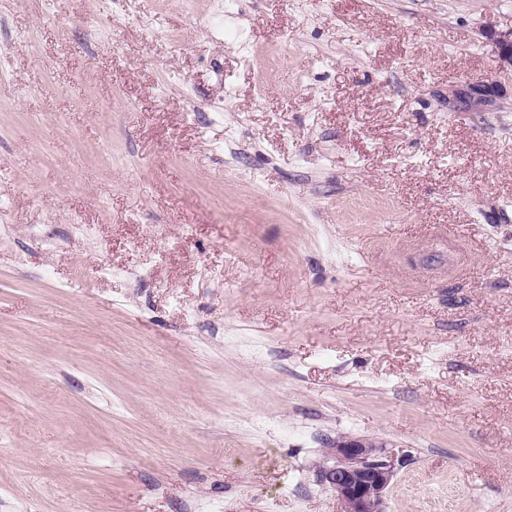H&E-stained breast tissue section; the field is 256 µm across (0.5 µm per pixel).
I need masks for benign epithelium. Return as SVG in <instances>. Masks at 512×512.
Here are the masks:
<instances>
[{
	"instance_id": "benign-epithelium-1",
	"label": "benign epithelium",
	"mask_w": 512,
	"mask_h": 512,
	"mask_svg": "<svg viewBox=\"0 0 512 512\" xmlns=\"http://www.w3.org/2000/svg\"><path fill=\"white\" fill-rule=\"evenodd\" d=\"M500 69L512 71V30H491ZM320 482L330 488L339 512H384L386 491L395 475V463L383 456L381 446L364 438L342 436L331 444L330 458L317 466Z\"/></svg>"
}]
</instances>
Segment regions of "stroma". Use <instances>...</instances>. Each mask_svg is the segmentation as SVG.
<instances>
[{"instance_id":"obj_1","label":"stroma","mask_w":512,"mask_h":512,"mask_svg":"<svg viewBox=\"0 0 512 512\" xmlns=\"http://www.w3.org/2000/svg\"><path fill=\"white\" fill-rule=\"evenodd\" d=\"M512 0H0V512H512ZM243 30L248 50L235 46ZM487 37L494 46L501 71H508L512 74V30L508 32H496L490 30ZM381 448L355 436H342L332 442L330 458L318 464L317 472L320 482L335 493L338 512H384L395 463L383 456Z\"/></svg>"}]
</instances>
